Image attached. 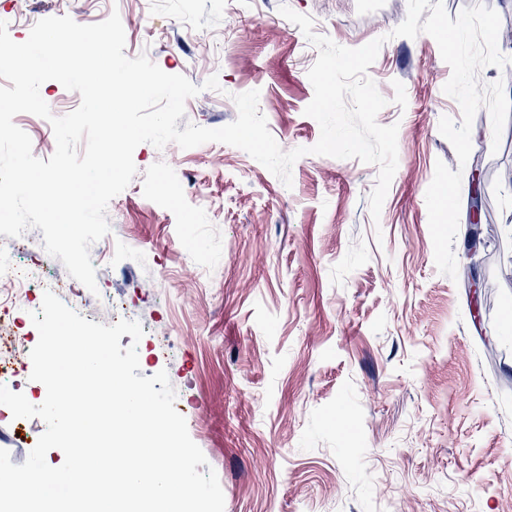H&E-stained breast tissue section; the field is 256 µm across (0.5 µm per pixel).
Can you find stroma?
I'll return each instance as SVG.
<instances>
[{"label": "stroma", "instance_id": "1", "mask_svg": "<svg viewBox=\"0 0 512 512\" xmlns=\"http://www.w3.org/2000/svg\"><path fill=\"white\" fill-rule=\"evenodd\" d=\"M317 34L358 48L384 38L368 75L398 127V166L379 217L378 168L311 154L320 127L304 110ZM407 0H0L27 40L41 19L89 25L119 13L124 53L202 91L187 123L237 118L233 95L259 90L279 146L307 148L284 185L245 151L139 145L137 174L108 205L99 294L144 335L143 376L167 371L192 440L216 472L224 512H512V281L480 297L434 262L426 191L437 162L462 173L439 121L461 120L443 91L451 69L429 35L393 36ZM218 76L219 90L204 89ZM402 82L406 106L393 104ZM482 158L483 271L512 267V117L494 136L487 109L471 131ZM168 349L153 354L155 337ZM45 423L0 421V449L25 462Z\"/></svg>", "mask_w": 512, "mask_h": 512}]
</instances>
